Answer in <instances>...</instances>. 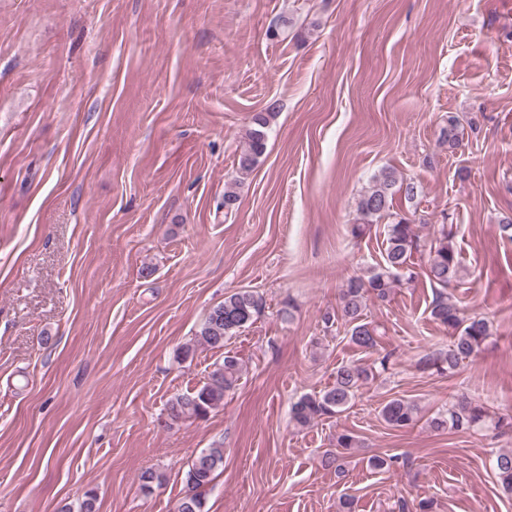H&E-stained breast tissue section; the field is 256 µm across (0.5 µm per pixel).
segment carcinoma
Wrapping results in <instances>:
<instances>
[{
  "mask_svg": "<svg viewBox=\"0 0 512 512\" xmlns=\"http://www.w3.org/2000/svg\"><path fill=\"white\" fill-rule=\"evenodd\" d=\"M274 112H258L251 117L247 131V147L241 154L238 170L242 175L251 172L265 154L267 130L275 118ZM402 191L408 200L414 199L416 187L412 183L398 184L391 169H383L373 178V184L357 203L359 223L351 225L352 236L364 234L365 227L386 216H391L393 196ZM452 231L441 230L440 238L430 246L426 275L438 288L433 301L431 317L447 327L451 340L448 349L427 355L423 368L437 373L454 374L460 365L475 353L491 336L486 319L468 317L448 298L447 289L460 279V262L451 242ZM419 245L414 225L406 217L394 216L387 225L385 256L382 265L368 275L353 277L340 289L336 310L321 316L325 328L343 321L348 327L349 340L356 347L373 350L377 346V327L366 320V300L372 296L387 302L403 279H412L414 254ZM265 308L259 294L241 289L224 297V302L209 310L194 341L210 349L221 350L224 340L253 324ZM376 367L342 364L336 367L333 382L319 392L301 396L291 407V419L299 427H307L322 418L339 416L353 405L361 387L375 375ZM241 360L229 353L212 364L206 381L191 392L173 396L166 405L170 425L191 419H203L224 404V397L232 392L242 377ZM419 407L406 398H392L380 409L383 421L395 430H404L419 421ZM489 414L478 398L461 397L448 406V411L430 420L437 430L478 429L486 425ZM224 466V448L218 444L199 454L189 465L184 483L188 495L178 500L175 512H204L205 493L212 486L216 472ZM496 470L504 492L512 494V451L496 457Z\"/></svg>",
  "mask_w": 512,
  "mask_h": 512,
  "instance_id": "cac0c4a2",
  "label": "carcinoma"
}]
</instances>
